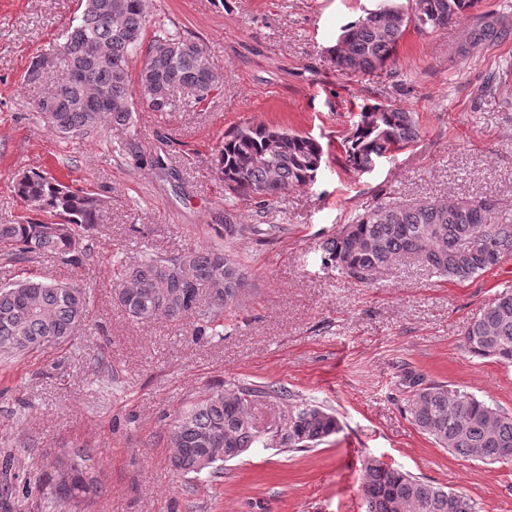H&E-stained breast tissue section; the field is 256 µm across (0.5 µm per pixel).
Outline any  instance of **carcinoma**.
I'll return each mask as SVG.
<instances>
[{
    "label": "carcinoma",
    "instance_id": "cac0c4a2",
    "mask_svg": "<svg viewBox=\"0 0 512 512\" xmlns=\"http://www.w3.org/2000/svg\"><path fill=\"white\" fill-rule=\"evenodd\" d=\"M475 0H414L409 8L380 0L378 13L343 26L348 33L336 56L344 72L371 74L394 62L408 26L423 32L463 18ZM149 0H85L79 22L66 36L57 58L66 79L52 100L35 105L39 118L64 138L88 134L104 123L127 126L134 102L153 112L175 106V92L186 90L201 104L219 94L224 74L198 44L168 32L153 36L146 59L132 79L129 59L144 38ZM512 42V23L499 12L476 17L464 35L459 54L482 45ZM419 127L412 112L383 103L361 106L344 140L347 166L373 170L383 158L413 143ZM323 150L308 135L246 126L216 145L215 170L224 188L264 203L278 193L314 183ZM14 192L29 212L47 220L22 217L0 224V247L6 255L46 252L64 264L80 267L91 255L88 232L103 221L105 200L73 189L41 172L20 176ZM512 254V220L499 217L488 198L423 201L413 206L380 203L342 225L324 242L321 263L341 276L368 283L382 269L411 258L432 273L467 281L498 266ZM247 276L232 254L191 249L173 257H155L124 266L117 300L134 320H194L199 331L223 337L224 315L244 302ZM89 312L86 289L77 282L23 278L0 286V355L36 351L48 342L68 343ZM462 350L512 366V288L498 292L464 330ZM400 385L408 389L407 413L436 445L465 458L487 463L512 454V412L450 390L410 367ZM277 399L285 426L265 437L250 417L251 404ZM340 429L338 417L303 401L286 387L216 384L194 407L173 421L168 439L174 471L183 477L221 474L224 463L252 448L275 442L291 452L308 451ZM57 477H49L51 495L67 502L91 490L93 480L77 460L58 458ZM366 512H478L461 492L432 483L376 459L363 467Z\"/></svg>",
    "mask_w": 512,
    "mask_h": 512
}]
</instances>
